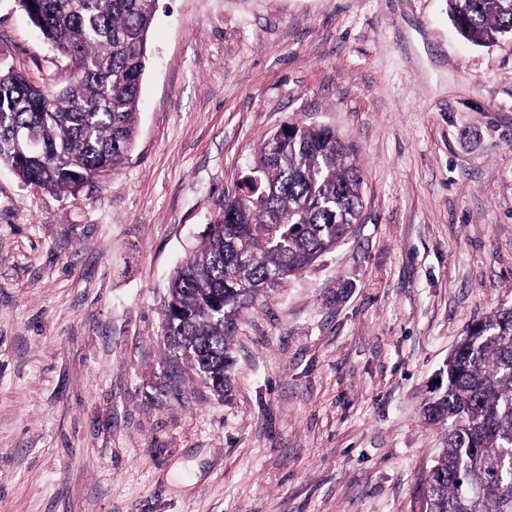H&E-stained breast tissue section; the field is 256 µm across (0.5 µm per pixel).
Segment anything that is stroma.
I'll list each match as a JSON object with an SVG mask.
<instances>
[{"label":"stroma","instance_id":"stroma-1","mask_svg":"<svg viewBox=\"0 0 512 512\" xmlns=\"http://www.w3.org/2000/svg\"><path fill=\"white\" fill-rule=\"evenodd\" d=\"M0 67L68 78L17 0ZM289 122L349 146L360 220L245 315L228 393L171 378L170 279ZM511 306L512 38L448 0H159L112 177L0 167V512H421L423 403Z\"/></svg>","mask_w":512,"mask_h":512}]
</instances>
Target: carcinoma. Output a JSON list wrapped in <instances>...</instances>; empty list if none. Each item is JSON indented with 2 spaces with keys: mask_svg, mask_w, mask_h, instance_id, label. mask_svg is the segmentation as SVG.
Masks as SVG:
<instances>
[{
  "mask_svg": "<svg viewBox=\"0 0 512 512\" xmlns=\"http://www.w3.org/2000/svg\"><path fill=\"white\" fill-rule=\"evenodd\" d=\"M71 63L50 90L0 70V166L26 185L75 192L105 181L134 143L152 0H18ZM456 29L488 45L512 34V0H448ZM260 180L224 197L163 304L172 373L181 363L227 391L233 341L258 297L333 250L362 208L363 173L331 128L290 124L260 148ZM446 385L424 401L445 427L421 486L423 512H512V307L470 324L448 356Z\"/></svg>",
  "mask_w": 512,
  "mask_h": 512,
  "instance_id": "carcinoma-1",
  "label": "carcinoma"
}]
</instances>
